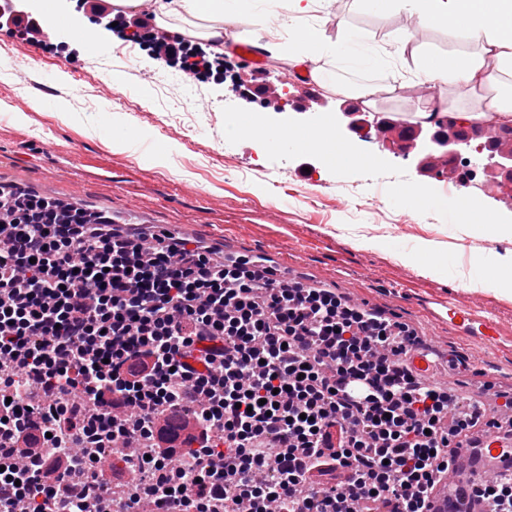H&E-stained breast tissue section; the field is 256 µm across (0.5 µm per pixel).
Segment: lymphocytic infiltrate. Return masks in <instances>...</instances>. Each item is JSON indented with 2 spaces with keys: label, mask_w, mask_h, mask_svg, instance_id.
<instances>
[{
  "label": "lymphocytic infiltrate",
  "mask_w": 512,
  "mask_h": 512,
  "mask_svg": "<svg viewBox=\"0 0 512 512\" xmlns=\"http://www.w3.org/2000/svg\"><path fill=\"white\" fill-rule=\"evenodd\" d=\"M198 81L223 57L79 0ZM0 32L46 49L0 0ZM421 339L336 292L0 184V512H428L481 407L412 373ZM126 449L104 475L94 450ZM84 474L85 484L74 483Z\"/></svg>",
  "instance_id": "f902f5d3"
}]
</instances>
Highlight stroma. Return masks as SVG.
Masks as SVG:
<instances>
[{"mask_svg": "<svg viewBox=\"0 0 512 512\" xmlns=\"http://www.w3.org/2000/svg\"><path fill=\"white\" fill-rule=\"evenodd\" d=\"M75 0H58L53 27L65 46L44 51L0 33V179L31 190L73 198L90 211L111 212L117 224H154L221 250L273 258L295 277L339 289L351 302L379 308L425 336L439 359L441 380L462 396H476L475 386L512 388V299L465 286L454 269L427 276L378 248L358 249L357 236L412 244L423 238L456 259L470 242L461 228L434 214L393 207L388 176L367 178L332 174L319 160L301 173L300 160L270 161L255 141L228 143L223 133L224 106L237 99L225 84L198 83L150 60L141 47L118 58L108 34L90 39L82 21L79 40L68 26ZM347 24L360 27L370 40L386 45L392 32L413 31L416 50L439 56L467 50V43L447 29L428 28L408 13L369 15L354 0H335L326 28L337 33ZM268 81L286 100V117L312 118L336 112L344 94L338 82L354 77L337 72L332 60L317 67V97L309 106L295 80H284L287 60L267 52ZM413 67L412 55L385 70V96L359 115L373 124L403 115L414 102L401 83ZM121 84H113V74ZM57 104L54 112L31 109L32 99ZM209 105L202 121L192 113ZM126 114L143 137L134 150L112 147L110 117ZM480 181L462 192L512 216V171L497 167L487 155L472 157ZM500 181L498 193L483 185ZM471 308L499 323L502 343L473 348L469 337L435 317L440 301Z\"/></svg>", "mask_w": 512, "mask_h": 512, "instance_id": "35a3bbf8", "label": "stroma"}]
</instances>
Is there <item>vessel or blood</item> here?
Here are the masks:
<instances>
[{
	"mask_svg": "<svg viewBox=\"0 0 512 512\" xmlns=\"http://www.w3.org/2000/svg\"><path fill=\"white\" fill-rule=\"evenodd\" d=\"M416 130L404 122H395L393 130L383 132L384 142H394L403 148L415 143ZM449 324L482 344H495L501 332L497 323L476 312L446 302ZM512 474V433L497 427L487 432L470 434L460 441L458 459L448 477L435 488L429 512H482L474 488L477 483L493 477L495 472Z\"/></svg>",
	"mask_w": 512,
	"mask_h": 512,
	"instance_id": "obj_1",
	"label": "vessel or blood"
}]
</instances>
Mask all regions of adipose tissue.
Listing matches in <instances>:
<instances>
[{"instance_id": "1", "label": "adipose tissue", "mask_w": 512, "mask_h": 512, "mask_svg": "<svg viewBox=\"0 0 512 512\" xmlns=\"http://www.w3.org/2000/svg\"><path fill=\"white\" fill-rule=\"evenodd\" d=\"M333 0H155L160 16L208 20L205 33L216 47L224 45V25L247 23L255 39L270 30L267 19L277 18L278 32L288 35L279 49L290 66L330 59L354 73L385 69L402 57L413 41L408 30L393 33L390 48L371 42L357 27L346 26L328 34L320 15H328ZM370 15L405 11L417 15L430 27H444L472 45L470 51L445 58L418 53L412 75L418 85L441 81L466 98L464 120L472 125L494 121L512 124V0H358ZM383 248L407 265L424 273H439L446 266L434 242L420 239L411 246L384 240ZM457 274L469 285L512 297V284L501 273L512 269V250L489 249L469 253L458 260Z\"/></svg>"}]
</instances>
